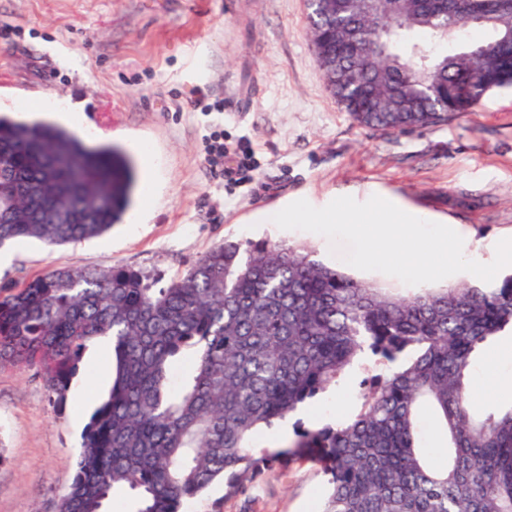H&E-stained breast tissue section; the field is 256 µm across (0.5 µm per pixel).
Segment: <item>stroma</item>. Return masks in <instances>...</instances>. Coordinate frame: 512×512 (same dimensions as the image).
<instances>
[{"label":"stroma","instance_id":"obj_1","mask_svg":"<svg viewBox=\"0 0 512 512\" xmlns=\"http://www.w3.org/2000/svg\"><path fill=\"white\" fill-rule=\"evenodd\" d=\"M217 101L223 111H208ZM69 107L85 115L88 147L109 144L130 161L128 204L110 231L79 244L8 246L0 289L49 268L113 266L163 288L227 241L306 247L346 269L344 247L326 237L256 223L297 199L389 198L440 218L481 263L512 238V90L444 124L362 127L327 85L306 0H0V112L44 121ZM217 133L251 148L249 180L226 184L209 165ZM376 371L366 362L312 401L323 423L355 414L360 382ZM111 382L105 341L88 346L59 407L35 371L0 368V512H55ZM471 396L483 412L512 401V336L484 352ZM324 492L319 466L297 463L230 497L214 485L182 512H319Z\"/></svg>","mask_w":512,"mask_h":512}]
</instances>
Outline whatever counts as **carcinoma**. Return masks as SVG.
Masks as SVG:
<instances>
[{
    "label": "carcinoma",
    "instance_id": "1",
    "mask_svg": "<svg viewBox=\"0 0 512 512\" xmlns=\"http://www.w3.org/2000/svg\"><path fill=\"white\" fill-rule=\"evenodd\" d=\"M360 0L309 14L329 86L359 125L384 133L445 123L512 87V0H458L448 14L390 24ZM487 32L453 39L464 21ZM0 247L78 244L112 228L132 180L110 147L0 115ZM512 335V275L403 296L286 244L226 241L165 288L140 272L54 268L0 295V367L35 369L48 401L67 398L87 347L112 342V385L82 436L55 512H107L117 489L137 512H181L217 479L225 494L310 459L330 476L320 512H512V402L470 401L480 351ZM195 355L191 376L171 368ZM372 358L361 409L257 453L265 428ZM441 420L448 462L427 459L421 408Z\"/></svg>",
    "mask_w": 512,
    "mask_h": 512
}]
</instances>
